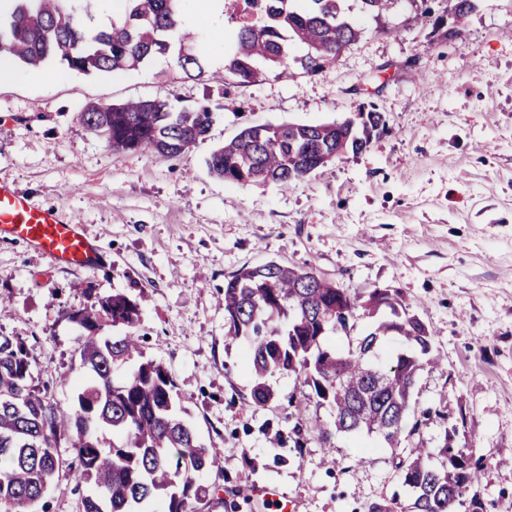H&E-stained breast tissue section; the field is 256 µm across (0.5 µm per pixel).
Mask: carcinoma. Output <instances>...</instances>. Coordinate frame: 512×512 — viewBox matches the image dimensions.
I'll return each instance as SVG.
<instances>
[{
    "instance_id": "obj_1",
    "label": "carcinoma",
    "mask_w": 512,
    "mask_h": 512,
    "mask_svg": "<svg viewBox=\"0 0 512 512\" xmlns=\"http://www.w3.org/2000/svg\"><path fill=\"white\" fill-rule=\"evenodd\" d=\"M93 0H14L8 26L0 27V53L33 70L57 61L86 76L135 69L197 40L181 27L183 0H122L118 20L95 29L82 16L81 2ZM270 0L249 22L238 23L224 74L236 84L257 81V61L286 73L295 66L307 75L322 72L361 34L343 15L344 0ZM297 41L306 52L290 58ZM182 74L209 80L199 57L177 53ZM209 106L177 109L165 100L97 104L80 113L82 123L105 138L116 152H151L164 159L186 154L205 139L214 123ZM387 131L376 106L361 105L354 119L318 124L246 126L214 150L207 166L227 183L282 188L350 152L366 151ZM373 319L356 345L340 350L330 342L348 335L356 320ZM86 331L80 345L84 378L77 383L73 408L64 410L49 388L33 384V358L26 343L0 336V512H33L51 486L77 478L91 484L82 512H196L207 494L204 473L222 472L217 456L197 439L180 414L175 383L162 363L145 357L136 332L139 304L122 293L98 297L69 313ZM125 328L103 336L104 324ZM398 338L404 348L381 362L384 342ZM248 344L251 399L260 405L274 397L266 378L295 373L308 392L332 411L329 425L309 428L296 417L288 439L296 448L311 440L333 448L340 434H376L399 450L396 468L412 502L397 496L370 502L365 512H484L475 490L482 462L453 446L444 434L436 452L401 446L403 434L420 432L423 421L406 429L416 379L438 369L433 336L395 288H371L352 295L323 277L313 265L269 261L244 266L224 282V342ZM108 431L105 444L99 433ZM73 448L63 459L61 441Z\"/></svg>"
}]
</instances>
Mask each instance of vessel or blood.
Instances as JSON below:
<instances>
[{
  "mask_svg": "<svg viewBox=\"0 0 512 512\" xmlns=\"http://www.w3.org/2000/svg\"><path fill=\"white\" fill-rule=\"evenodd\" d=\"M0 240H15L44 253L56 265L95 267L97 246L83 233L75 218L33 202L17 188L0 183Z\"/></svg>",
  "mask_w": 512,
  "mask_h": 512,
  "instance_id": "obj_1",
  "label": "vessel or blood"
}]
</instances>
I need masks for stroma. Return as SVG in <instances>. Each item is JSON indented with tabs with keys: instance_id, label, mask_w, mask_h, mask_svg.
<instances>
[{
	"instance_id": "obj_1",
	"label": "stroma",
	"mask_w": 512,
	"mask_h": 512,
	"mask_svg": "<svg viewBox=\"0 0 512 512\" xmlns=\"http://www.w3.org/2000/svg\"><path fill=\"white\" fill-rule=\"evenodd\" d=\"M362 31L315 76L269 74L246 85L184 78L172 57L96 77L48 63L47 81L0 82V182L76 216L102 259L91 271L51 266L0 241V336L27 342L34 383L69 407L80 375L82 328L69 311L122 293L141 308L147 357L171 372L177 402L201 444L223 462L203 476L198 512H233V489L268 487L297 512H364L400 490L392 449L375 436H335L303 453L270 441L296 414L330 422L326 407L290 404L302 381L270 377L254 404L247 347L224 343V281L274 260L314 265L352 293L396 288L428 325L440 371H422L410 417L428 420L410 444L438 448L446 431L485 468L484 512L512 507V0H475L455 26L450 0H432L448 38L397 0L377 18L345 0ZM161 98L209 105L208 138L176 161L116 153L77 115L90 103ZM388 130L283 190L234 185L206 162L255 124L354 117L362 103ZM368 463L355 466V455Z\"/></svg>"
}]
</instances>
